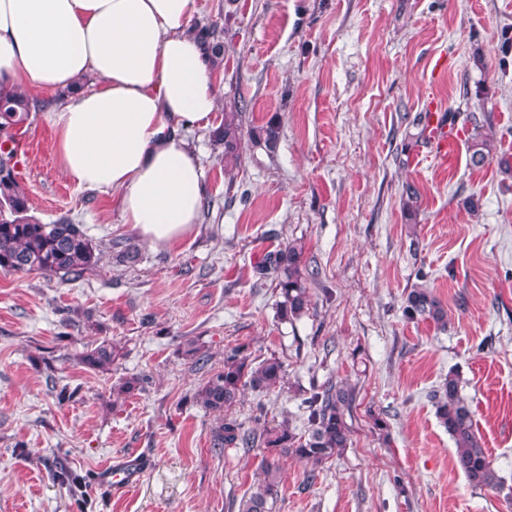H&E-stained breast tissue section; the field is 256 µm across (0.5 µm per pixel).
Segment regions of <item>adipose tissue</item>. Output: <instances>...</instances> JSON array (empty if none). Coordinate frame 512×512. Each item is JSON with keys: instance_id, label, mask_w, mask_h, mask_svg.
Returning a JSON list of instances; mask_svg holds the SVG:
<instances>
[{"instance_id": "1", "label": "adipose tissue", "mask_w": 512, "mask_h": 512, "mask_svg": "<svg viewBox=\"0 0 512 512\" xmlns=\"http://www.w3.org/2000/svg\"><path fill=\"white\" fill-rule=\"evenodd\" d=\"M197 11V0H0V80L64 92L49 116L65 174L118 195L125 223L156 248L189 234L204 205L183 132L210 125L220 89Z\"/></svg>"}]
</instances>
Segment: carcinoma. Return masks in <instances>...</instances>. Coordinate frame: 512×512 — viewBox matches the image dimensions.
<instances>
[{"label":"carcinoma","mask_w":512,"mask_h":512,"mask_svg":"<svg viewBox=\"0 0 512 512\" xmlns=\"http://www.w3.org/2000/svg\"><path fill=\"white\" fill-rule=\"evenodd\" d=\"M193 32L209 43L213 62L220 63L224 44L217 39L215 25L198 23ZM243 110L241 101L231 102L224 109V124L212 133L214 145L224 148L226 162L240 161ZM35 111L30 95L0 82V271H36L46 276L76 279L98 265L100 253L82 226L71 218L63 215L43 222L30 214L31 200L18 177L17 149L13 144L17 131L29 123ZM281 133V122L273 116L264 125L250 129L249 135L272 153ZM469 151L474 167L483 165L492 151L490 142L477 128L471 135ZM302 256L303 247L289 242L267 253L254 266L259 277H270L275 282L281 297L277 315L282 321L297 320L309 310V288L301 272ZM404 313L410 319L429 320L443 329L448 327L447 310L428 288L410 289ZM120 356V349L104 339L86 350L80 363L89 370H107ZM284 376L280 359L270 357L255 363L237 347L226 353L224 367L211 374L197 393L203 408L217 414L211 430L213 447L257 450L262 455L263 479L256 491L241 502L239 512H271L281 483L278 458L292 455L318 465L350 443L345 412L351 408L353 394L331 381L303 401L307 413L305 435L294 433L286 421L255 435L244 430L237 420L224 416L225 411L238 403L246 388L268 392L280 386ZM431 400L437 420L454 440L455 467L475 487H498L500 477L474 429L471 407L461 394L457 374L449 373L441 387L431 394ZM54 476L73 492L86 486V477L69 466L59 467Z\"/></svg>","instance_id":"carcinoma-1"}]
</instances>
